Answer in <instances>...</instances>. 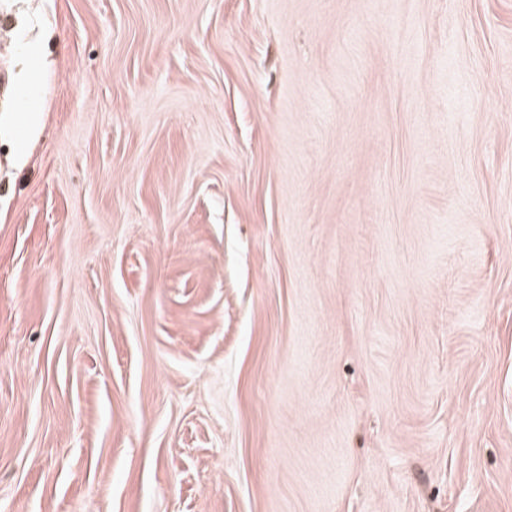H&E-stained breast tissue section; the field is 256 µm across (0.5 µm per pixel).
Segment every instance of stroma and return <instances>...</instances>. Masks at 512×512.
I'll return each instance as SVG.
<instances>
[{"instance_id": "1", "label": "stroma", "mask_w": 512, "mask_h": 512, "mask_svg": "<svg viewBox=\"0 0 512 512\" xmlns=\"http://www.w3.org/2000/svg\"><path fill=\"white\" fill-rule=\"evenodd\" d=\"M0 13V512H512V0Z\"/></svg>"}]
</instances>
